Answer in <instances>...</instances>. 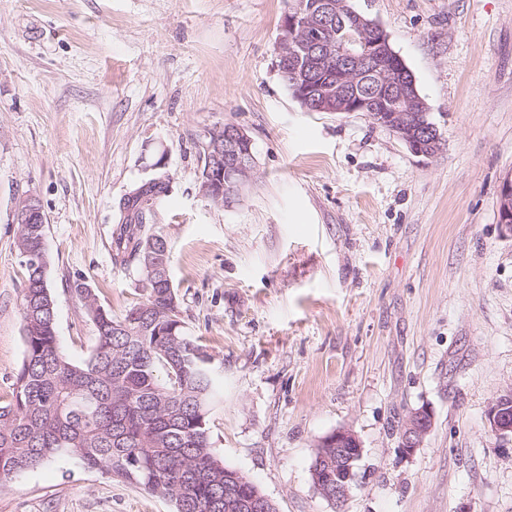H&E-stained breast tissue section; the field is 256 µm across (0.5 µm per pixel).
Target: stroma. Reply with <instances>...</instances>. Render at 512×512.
<instances>
[{"label":"stroma","mask_w":512,"mask_h":512,"mask_svg":"<svg viewBox=\"0 0 512 512\" xmlns=\"http://www.w3.org/2000/svg\"><path fill=\"white\" fill-rule=\"evenodd\" d=\"M413 72L440 137L411 153L362 112H309L278 69L284 0H0V404L25 353L16 202L42 205L62 352L141 301L114 263L119 203L165 174L159 226L179 315L223 378L208 427L277 512H512V0H354ZM243 128L255 168L220 206L198 152ZM163 169H156L157 161ZM427 408L412 454L399 432ZM360 440L343 505L314 488L319 441ZM0 512H175L78 460L0 484ZM488 422L492 431L512 436V395L498 398L488 410ZM432 427V415L426 408L411 411L401 430V449L409 455L419 448Z\"/></svg>","instance_id":"obj_1"}]
</instances>
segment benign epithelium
Wrapping results in <instances>:
<instances>
[{"label": "benign epithelium", "instance_id": "7a95c632", "mask_svg": "<svg viewBox=\"0 0 512 512\" xmlns=\"http://www.w3.org/2000/svg\"><path fill=\"white\" fill-rule=\"evenodd\" d=\"M335 0H292L284 13L278 37V64L292 72L293 97L303 108L316 112H366L375 115L417 156L431 157L441 146L438 130L423 122L429 107L416 91L415 79L401 64L384 28L362 16L352 29L337 23ZM365 73L375 76L369 94L357 90ZM208 166L201 190L216 202L230 203L250 180L255 156L248 134L225 123L204 134ZM500 223L512 229V176L505 179L499 200ZM18 224H43L39 200L21 198L15 208ZM492 431L512 435V395L498 398L488 410ZM432 427V415L420 408L411 411L401 430L402 452L410 455ZM322 447L336 454V479L314 478L318 493L342 503L357 478L363 448L346 429L321 439Z\"/></svg>", "mask_w": 512, "mask_h": 512}]
</instances>
